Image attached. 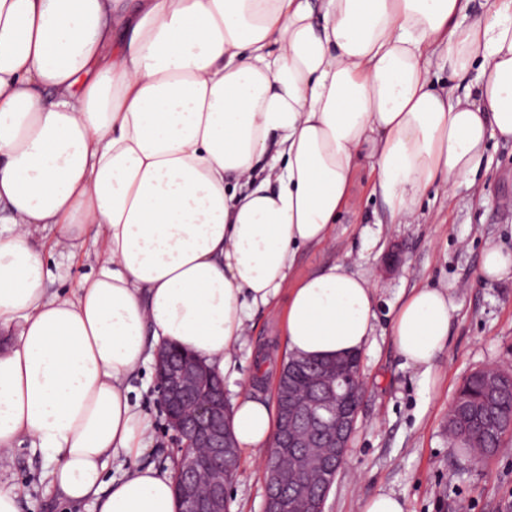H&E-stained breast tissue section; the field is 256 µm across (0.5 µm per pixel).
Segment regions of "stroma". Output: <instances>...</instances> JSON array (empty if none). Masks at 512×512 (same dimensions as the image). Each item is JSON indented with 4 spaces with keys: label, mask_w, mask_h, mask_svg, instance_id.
Returning <instances> with one entry per match:
<instances>
[{
    "label": "stroma",
    "mask_w": 512,
    "mask_h": 512,
    "mask_svg": "<svg viewBox=\"0 0 512 512\" xmlns=\"http://www.w3.org/2000/svg\"><path fill=\"white\" fill-rule=\"evenodd\" d=\"M34 239L52 273L50 291L69 293L91 273L99 251L94 242L71 254L55 247L52 230H38ZM491 242L512 252V143L490 142L474 184L430 189L406 224L394 223L373 192L369 162L361 161L353 200L331 243L299 248L295 277L345 260L379 285L375 336L361 353L363 401L325 512H361L362 499L378 491L402 497L406 512H512V437L480 462L448 437V406L462 380L479 369L512 370V279L480 277ZM421 286L447 289L457 307L430 392L417 372L404 367L389 336L397 296ZM281 317L268 310L253 315L240 368L250 392L270 400L275 377L255 382L251 365L254 354L284 353ZM130 384L149 418L150 442L140 464L173 465L180 444L159 407L153 368L142 369ZM53 465L47 453L22 443L0 458V484L19 489L20 512H96L92 502L72 505L51 493ZM264 496L263 464L241 456L229 483L232 512H262Z\"/></svg>",
    "instance_id": "35a3bbf8"
}]
</instances>
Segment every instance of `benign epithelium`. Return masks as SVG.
Wrapping results in <instances>:
<instances>
[{
  "instance_id": "7a95c632",
  "label": "benign epithelium",
  "mask_w": 512,
  "mask_h": 512,
  "mask_svg": "<svg viewBox=\"0 0 512 512\" xmlns=\"http://www.w3.org/2000/svg\"><path fill=\"white\" fill-rule=\"evenodd\" d=\"M341 362L326 364L313 377L320 396L297 400L285 371L277 376L275 395L281 419L266 457L263 512H285L279 461L287 448H300L326 426L332 454L305 459L293 454V469L303 476L299 506L303 512H325L326 496L318 487L331 484L350 447L362 398L360 366L345 373ZM155 372L160 401L171 427L184 440L179 457L181 477L176 492L179 512H227L226 485L236 469L235 440L229 425L224 384L211 378L207 367L191 354H156Z\"/></svg>"
}]
</instances>
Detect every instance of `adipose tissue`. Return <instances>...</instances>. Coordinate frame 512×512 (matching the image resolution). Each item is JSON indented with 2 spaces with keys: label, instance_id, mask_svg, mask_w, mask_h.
<instances>
[{
  "label": "adipose tissue",
  "instance_id": "1",
  "mask_svg": "<svg viewBox=\"0 0 512 512\" xmlns=\"http://www.w3.org/2000/svg\"><path fill=\"white\" fill-rule=\"evenodd\" d=\"M0 0V456L50 454L58 498L98 512H176L174 471L142 465L130 378L168 343L231 384L241 452L263 459L275 409L241 386L255 310L284 307L288 354L358 353L377 288L329 239L361 158L404 219L436 184L512 142V0ZM471 76L465 93L431 78ZM52 226L102 243L69 295L32 242ZM455 306L400 295L392 341L435 384ZM123 478L105 484L110 459Z\"/></svg>",
  "mask_w": 512,
  "mask_h": 512
}]
</instances>
